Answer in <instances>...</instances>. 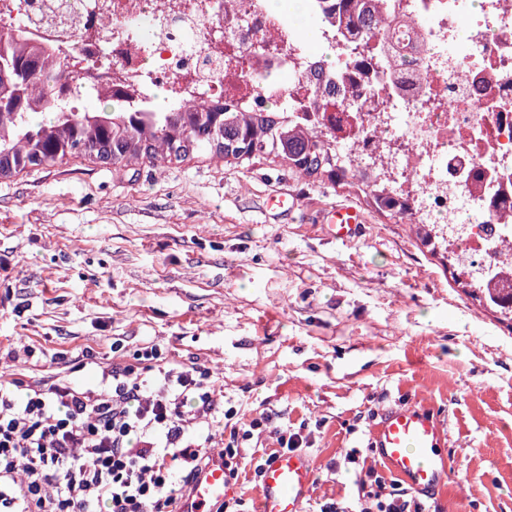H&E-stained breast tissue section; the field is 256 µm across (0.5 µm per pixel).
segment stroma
<instances>
[{
  "label": "stroma",
  "mask_w": 512,
  "mask_h": 512,
  "mask_svg": "<svg viewBox=\"0 0 512 512\" xmlns=\"http://www.w3.org/2000/svg\"><path fill=\"white\" fill-rule=\"evenodd\" d=\"M283 191L296 210L271 207ZM344 202L367 222L342 241L320 214ZM453 271L357 188L267 156L71 157L0 180V377L92 388L159 345L209 368L239 425L301 436L303 512H360L367 470L395 480L370 448L383 410L436 406L453 477L427 512H512V325Z\"/></svg>",
  "instance_id": "1"
}]
</instances>
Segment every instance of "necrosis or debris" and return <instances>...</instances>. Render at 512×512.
Returning a JSON list of instances; mask_svg holds the SVG:
<instances>
[{"instance_id": "4bbe7bcc", "label": "necrosis or debris", "mask_w": 512, "mask_h": 512, "mask_svg": "<svg viewBox=\"0 0 512 512\" xmlns=\"http://www.w3.org/2000/svg\"><path fill=\"white\" fill-rule=\"evenodd\" d=\"M369 3L382 20L405 24L402 44L421 57L418 69L396 71L379 47L352 54L358 38L334 0H303L336 57L327 78L337 99L356 84L365 91V107L335 112L338 146L357 173L409 197L478 287L512 285V0ZM9 28L76 74L55 102L63 113L117 90L150 122L163 89L174 112L230 97L249 110L282 103L294 127L325 124L309 101L318 55L287 9L267 0H0V33ZM228 45L245 69L225 64ZM250 72L264 83L247 81Z\"/></svg>"}]
</instances>
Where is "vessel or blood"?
Returning a JSON list of instances; mask_svg holds the SVG:
<instances>
[{"label": "vessel or blood", "mask_w": 512, "mask_h": 512, "mask_svg": "<svg viewBox=\"0 0 512 512\" xmlns=\"http://www.w3.org/2000/svg\"><path fill=\"white\" fill-rule=\"evenodd\" d=\"M333 237L356 236L365 224L363 213L341 205L324 215ZM445 434L436 408L403 407L387 412L373 432L377 457L388 470L421 494L438 491L451 477L448 458L442 452ZM313 480V462L304 453L286 452L271 458L259 476L256 512H300ZM230 480L224 458L211 453L192 483L196 512L223 503Z\"/></svg>", "instance_id": "obj_1"}]
</instances>
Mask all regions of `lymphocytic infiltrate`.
Wrapping results in <instances>:
<instances>
[{"mask_svg":"<svg viewBox=\"0 0 512 512\" xmlns=\"http://www.w3.org/2000/svg\"><path fill=\"white\" fill-rule=\"evenodd\" d=\"M160 356L137 351L95 391L0 382V512H177L213 443L187 434L220 393L197 365L153 369Z\"/></svg>","mask_w":512,"mask_h":512,"instance_id":"obj_1","label":"lymphocytic infiltrate"}]
</instances>
